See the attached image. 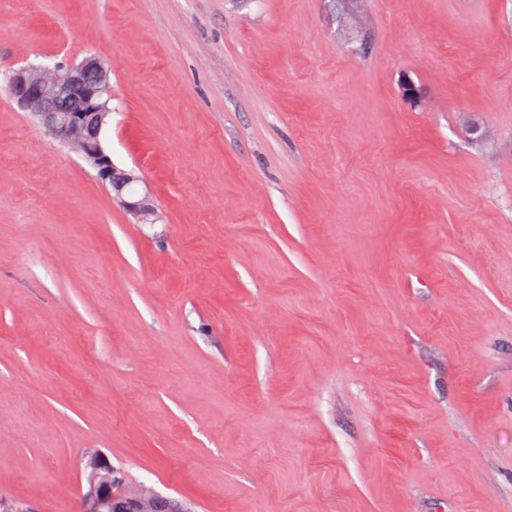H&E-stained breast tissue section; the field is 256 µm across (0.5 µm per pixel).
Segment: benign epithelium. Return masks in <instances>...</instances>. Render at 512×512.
Masks as SVG:
<instances>
[{"mask_svg": "<svg viewBox=\"0 0 512 512\" xmlns=\"http://www.w3.org/2000/svg\"><path fill=\"white\" fill-rule=\"evenodd\" d=\"M110 81V70L97 57L52 69L28 66L8 77L11 94L18 105L45 132L74 147L96 170L101 183L110 188L112 197L146 224L154 214L150 195H134L129 191L140 182V176L116 166L102 145V134L111 114ZM119 483L120 478L113 472L104 483H88L84 512H103L109 500L120 497L114 491Z\"/></svg>", "mask_w": 512, "mask_h": 512, "instance_id": "obj_1", "label": "benign epithelium"}]
</instances>
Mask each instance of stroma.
<instances>
[{"mask_svg":"<svg viewBox=\"0 0 512 512\" xmlns=\"http://www.w3.org/2000/svg\"><path fill=\"white\" fill-rule=\"evenodd\" d=\"M90 55L156 223L9 92ZM94 454L183 512H512V0H0V512Z\"/></svg>","mask_w":512,"mask_h":512,"instance_id":"35a3bbf8","label":"stroma"}]
</instances>
